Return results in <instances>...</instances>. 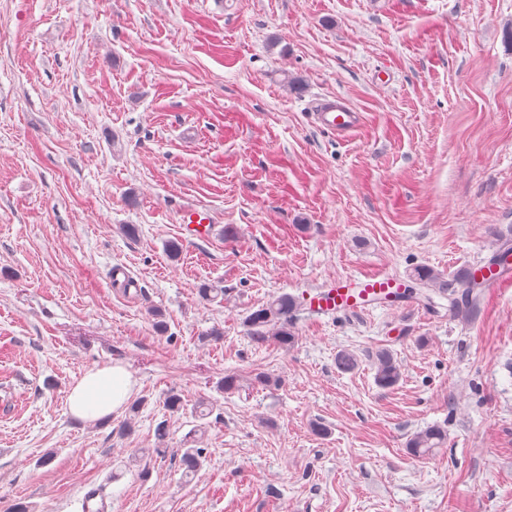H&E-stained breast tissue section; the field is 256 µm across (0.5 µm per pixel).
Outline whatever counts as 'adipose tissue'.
Returning a JSON list of instances; mask_svg holds the SVG:
<instances>
[{"instance_id": "ef3b65f1", "label": "adipose tissue", "mask_w": 512, "mask_h": 512, "mask_svg": "<svg viewBox=\"0 0 512 512\" xmlns=\"http://www.w3.org/2000/svg\"><path fill=\"white\" fill-rule=\"evenodd\" d=\"M134 385L131 373L120 363L86 371L68 393V411L88 422L111 416L125 406Z\"/></svg>"}]
</instances>
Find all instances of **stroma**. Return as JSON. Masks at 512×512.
Returning a JSON list of instances; mask_svg holds the SVG:
<instances>
[{"instance_id": "35a3bbf8", "label": "stroma", "mask_w": 512, "mask_h": 512, "mask_svg": "<svg viewBox=\"0 0 512 512\" xmlns=\"http://www.w3.org/2000/svg\"><path fill=\"white\" fill-rule=\"evenodd\" d=\"M327 96L362 125H312ZM188 207L209 236L185 237ZM505 238L512 0H0V512H82L91 488L112 512H512V277L473 322L440 297L304 313L285 348L243 324L339 278L480 266ZM380 348L395 388L375 383ZM114 362L145 402L128 434L127 411L66 407ZM257 369L278 386L219 390ZM173 388L186 411L166 410ZM435 423L445 448L412 456ZM369 357L375 371L376 384L382 389L397 386L401 380V371L393 353L389 349L381 348L372 352Z\"/></svg>"}]
</instances>
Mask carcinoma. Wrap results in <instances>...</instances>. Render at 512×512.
<instances>
[{
	"instance_id": "cac0c4a2",
	"label": "carcinoma",
	"mask_w": 512,
	"mask_h": 512,
	"mask_svg": "<svg viewBox=\"0 0 512 512\" xmlns=\"http://www.w3.org/2000/svg\"><path fill=\"white\" fill-rule=\"evenodd\" d=\"M410 283L405 285L404 298L414 299L426 306L432 305V295L448 299V315L465 321L474 320L480 313L482 284L474 276V270L465 268L453 278L429 266H417L409 273ZM302 311L301 303L290 294H281L256 309H251L243 323L252 342L263 346L275 342L281 347L294 343V324ZM359 366L356 355L347 350L336 354V367L342 372H352ZM371 366L375 371L376 384L391 389L401 380L400 367L393 353L381 348L371 354ZM446 430L440 425L429 426L414 434L406 443L411 455L424 458L444 447ZM204 449H184L180 463L184 476H193L202 464Z\"/></svg>"
}]
</instances>
